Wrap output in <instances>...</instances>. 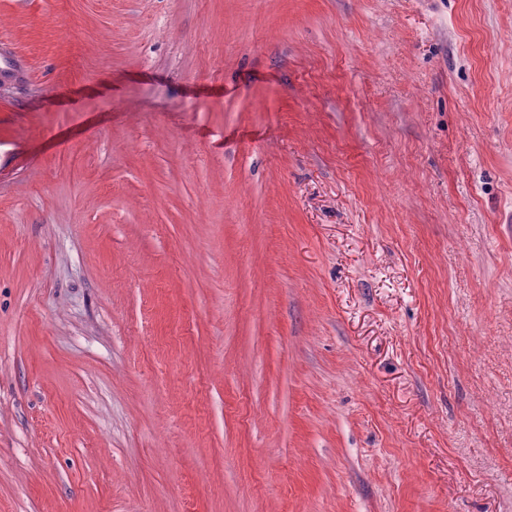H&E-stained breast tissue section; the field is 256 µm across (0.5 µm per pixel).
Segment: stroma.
I'll return each mask as SVG.
<instances>
[{"instance_id":"obj_1","label":"stroma","mask_w":512,"mask_h":512,"mask_svg":"<svg viewBox=\"0 0 512 512\" xmlns=\"http://www.w3.org/2000/svg\"><path fill=\"white\" fill-rule=\"evenodd\" d=\"M0 512H512V0H0ZM24 75V62L8 43L2 41L0 43V82L2 84L18 83L24 80Z\"/></svg>"}]
</instances>
